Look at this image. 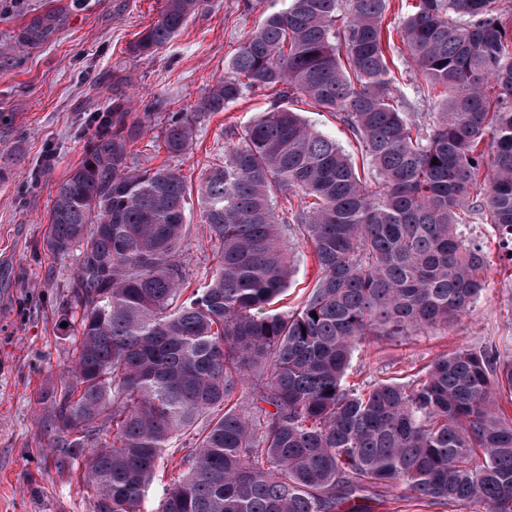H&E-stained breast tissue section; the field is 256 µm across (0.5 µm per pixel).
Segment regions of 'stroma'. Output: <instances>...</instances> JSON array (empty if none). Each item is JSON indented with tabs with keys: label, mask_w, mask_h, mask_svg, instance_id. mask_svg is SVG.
<instances>
[{
	"label": "stroma",
	"mask_w": 512,
	"mask_h": 512,
	"mask_svg": "<svg viewBox=\"0 0 512 512\" xmlns=\"http://www.w3.org/2000/svg\"><path fill=\"white\" fill-rule=\"evenodd\" d=\"M165 0H0V512H95L79 465L61 469L46 449L42 400L72 354L74 325L63 322L77 251L46 249L55 186L83 159L113 96L133 100L129 119L152 108L151 133L132 148L133 162L175 163L196 186L224 156V128H244L271 101L263 93L205 117L192 148L169 158L152 136L167 113L192 109L223 78L240 44L273 7L272 0H210L179 35L150 55L129 44L160 16ZM43 20L40 44L19 47L25 27ZM191 234L181 258L190 287L217 262L199 210L186 213ZM487 258L486 290L449 328L394 340H367L355 352L348 382L364 386L410 378L439 355L490 340L512 342V256L487 224H466ZM293 275L283 295L296 304L318 268L308 246L292 245Z\"/></svg>",
	"instance_id": "stroma-1"
}]
</instances>
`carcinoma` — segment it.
<instances>
[{
  "label": "carcinoma",
  "mask_w": 512,
  "mask_h": 512,
  "mask_svg": "<svg viewBox=\"0 0 512 512\" xmlns=\"http://www.w3.org/2000/svg\"><path fill=\"white\" fill-rule=\"evenodd\" d=\"M207 3L166 0L133 50L156 52ZM391 9L286 0L191 111L169 113L161 140L178 158L206 116L272 95L243 130L224 128V160L195 187L217 264L191 293L186 178L132 162L150 113L129 123L112 100L57 185L46 248L80 247L63 307L79 328L42 431L55 458L81 463L96 512H142L165 464L178 475L156 512H371L397 486L431 508L512 512V414L499 405L512 346L460 348L367 390L345 381L366 340L446 327L487 288L461 226L488 224L512 250V5L398 0L404 72ZM299 102L332 113L367 169ZM292 241L320 274L299 306L273 309Z\"/></svg>",
  "instance_id": "obj_1"
}]
</instances>
